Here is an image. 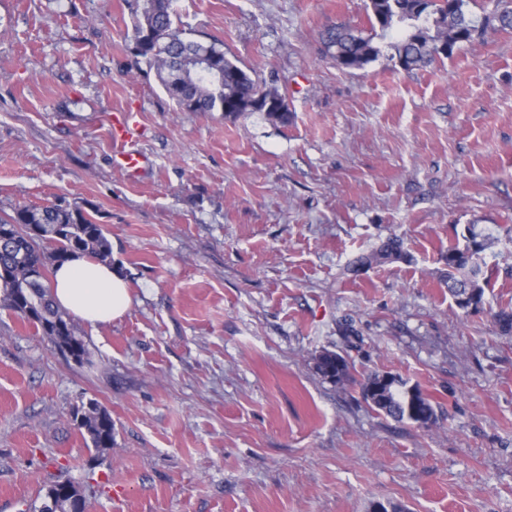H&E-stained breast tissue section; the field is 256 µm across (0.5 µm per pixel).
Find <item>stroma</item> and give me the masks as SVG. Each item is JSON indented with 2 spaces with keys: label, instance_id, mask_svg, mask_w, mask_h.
I'll use <instances>...</instances> for the list:
<instances>
[{
  "label": "stroma",
  "instance_id": "1",
  "mask_svg": "<svg viewBox=\"0 0 512 512\" xmlns=\"http://www.w3.org/2000/svg\"><path fill=\"white\" fill-rule=\"evenodd\" d=\"M367 0H177L185 28L276 78L288 126L179 112L131 70L125 0H0V212L56 200L104 224L132 297L80 323L84 363L0 308V512L71 481L89 512H512V32L428 67L344 71L318 36ZM137 124L115 168L114 113ZM493 238L484 304L456 307L446 256ZM397 239L405 257L348 267ZM330 350L351 380L315 371ZM391 372L438 421L371 409ZM112 415L99 451L82 403Z\"/></svg>",
  "mask_w": 512,
  "mask_h": 512
}]
</instances>
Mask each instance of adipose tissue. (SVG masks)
<instances>
[{
    "label": "adipose tissue",
    "instance_id": "ef3b65f1",
    "mask_svg": "<svg viewBox=\"0 0 512 512\" xmlns=\"http://www.w3.org/2000/svg\"><path fill=\"white\" fill-rule=\"evenodd\" d=\"M51 293L57 306L93 325L121 318L131 306L118 269L84 256L56 268Z\"/></svg>",
    "mask_w": 512,
    "mask_h": 512
}]
</instances>
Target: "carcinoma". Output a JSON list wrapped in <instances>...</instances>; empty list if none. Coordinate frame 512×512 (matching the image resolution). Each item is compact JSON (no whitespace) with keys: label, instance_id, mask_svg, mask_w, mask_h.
<instances>
[{"label":"carcinoma","instance_id":"1","mask_svg":"<svg viewBox=\"0 0 512 512\" xmlns=\"http://www.w3.org/2000/svg\"><path fill=\"white\" fill-rule=\"evenodd\" d=\"M131 34L128 50L138 71L156 73L159 82L180 112H222L236 118L246 112H261L274 124L288 125L291 112L279 87L261 79L253 70L239 65L224 52V44L204 34L192 37L174 9V0H132ZM371 31L364 33L344 22L327 26L319 36L321 52L342 70H359L383 58L392 68L413 70L452 55L454 48L471 46L489 30H512V0H493V8L477 16L469 0H369ZM202 57L215 68L198 66ZM1 224H60L59 235L47 240L26 237L14 231L0 245V306L18 319L35 326L61 354L75 349L87 354L77 326L53 301L46 277L27 279L37 257L43 265L56 266L76 254L112 263V245L104 225L78 205L54 202L43 206H18L0 215ZM464 243L448 247V293L464 310L482 304L484 287L479 276V257L471 263L461 259L470 240L482 238L479 251L490 245V237L472 226ZM402 257L399 244L388 241L357 258L355 266H380ZM317 373L333 384L350 380V364L339 353L324 351L315 358ZM382 374L372 372L361 383L364 401L374 410L399 421L419 426L433 424L437 411L416 385L404 379L390 397L369 392L368 386ZM77 429L86 434L92 447H112L114 424L111 414L97 402L81 407Z\"/></svg>","mask_w":512,"mask_h":512}]
</instances>
